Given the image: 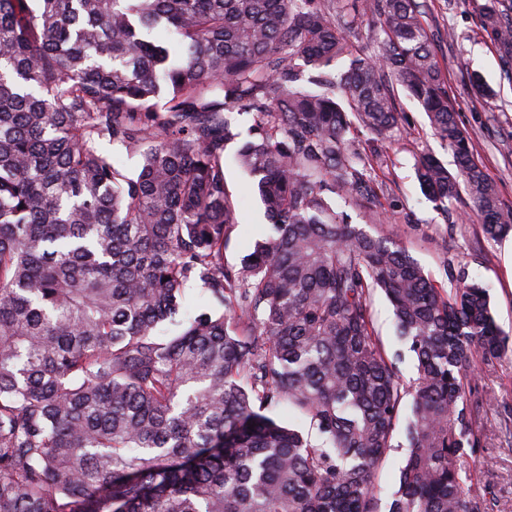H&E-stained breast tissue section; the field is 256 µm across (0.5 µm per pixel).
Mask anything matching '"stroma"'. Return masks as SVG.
<instances>
[{"label":"stroma","instance_id":"stroma-1","mask_svg":"<svg viewBox=\"0 0 512 512\" xmlns=\"http://www.w3.org/2000/svg\"><path fill=\"white\" fill-rule=\"evenodd\" d=\"M427 22L457 119L502 200L512 204V79L505 76L481 28L478 4L476 0H429ZM475 74L482 77L489 96L476 93L471 82ZM403 106L409 125L386 145L378 175L390 185L392 199L415 214L416 223L391 219L371 224L372 206L365 201L346 206L345 212L351 223L366 231L380 230L402 242L441 287L452 288L462 271L486 285L498 325L512 336V251L506 241L485 240L476 221L448 223L426 198L414 171L415 153L426 151L445 162L451 154L432 136L415 104L407 100ZM235 151V146H228L225 166L228 189L241 204L239 222L231 228L224 249V259L231 265L239 264L248 244L264 238L271 224L252 193L249 176L233 160ZM473 389L482 400L487 439L484 447L468 454L462 470L488 491L491 512H512V353L479 367Z\"/></svg>","mask_w":512,"mask_h":512}]
</instances>
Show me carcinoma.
I'll return each instance as SVG.
<instances>
[{"label":"carcinoma","instance_id":"carcinoma-1","mask_svg":"<svg viewBox=\"0 0 512 512\" xmlns=\"http://www.w3.org/2000/svg\"><path fill=\"white\" fill-rule=\"evenodd\" d=\"M426 7L0 0V512H489L459 466L486 435L474 373L512 350L486 288L463 273L438 286L334 203L393 216L375 167L404 96L453 157L416 156L428 198L452 217L463 190L486 239L512 232ZM481 16L512 66L502 0ZM236 141L272 234L230 266ZM377 292L416 361L410 385L377 336ZM405 458V449L396 447L391 451L380 477V486L383 489L381 496L385 500L396 479L398 470Z\"/></svg>","mask_w":512,"mask_h":512}]
</instances>
